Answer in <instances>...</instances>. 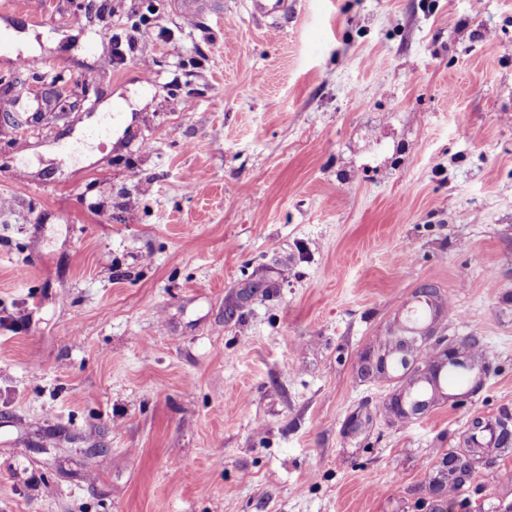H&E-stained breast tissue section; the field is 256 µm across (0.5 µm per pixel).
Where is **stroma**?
<instances>
[{"label": "stroma", "instance_id": "35a3bbf8", "mask_svg": "<svg viewBox=\"0 0 512 512\" xmlns=\"http://www.w3.org/2000/svg\"><path fill=\"white\" fill-rule=\"evenodd\" d=\"M219 2L0 0V512H512V0ZM449 309L447 307L442 308V311L430 302H427L425 306H411L406 302L402 306V313L396 317L404 336H399L395 339L393 346L388 349L378 360V367L380 370H385L388 364V360L393 355H401L400 362L403 365H407L415 359V351L418 348L417 343L419 337L425 333H429L433 330L434 325L438 320L447 313ZM435 375L431 379L420 384L421 397L419 403L428 404L438 391L447 389L448 369L445 365L439 364L435 367Z\"/></svg>", "mask_w": 512, "mask_h": 512}]
</instances>
